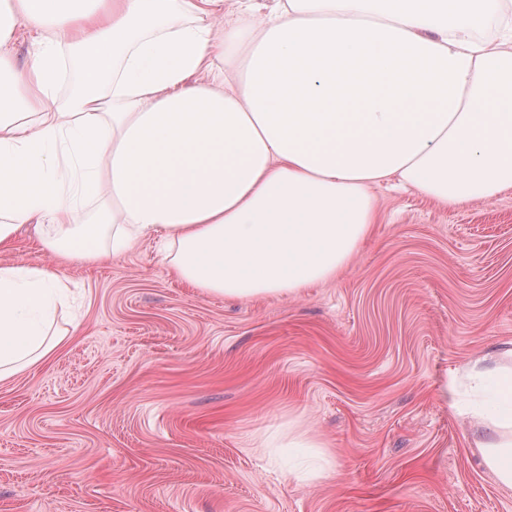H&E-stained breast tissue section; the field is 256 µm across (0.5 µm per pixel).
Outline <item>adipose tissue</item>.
<instances>
[{"label":"adipose tissue","instance_id":"1","mask_svg":"<svg viewBox=\"0 0 512 512\" xmlns=\"http://www.w3.org/2000/svg\"><path fill=\"white\" fill-rule=\"evenodd\" d=\"M505 7L0 0V247L27 224L47 254L94 261L162 231L177 279L239 299L335 277L376 221L371 186L512 189V29L476 37ZM20 27L23 67L6 50ZM68 292L54 269L0 265V381L62 348ZM467 373L475 445L512 489V369Z\"/></svg>","mask_w":512,"mask_h":512}]
</instances>
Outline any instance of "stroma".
Wrapping results in <instances>:
<instances>
[{"label": "stroma", "instance_id": "stroma-1", "mask_svg": "<svg viewBox=\"0 0 512 512\" xmlns=\"http://www.w3.org/2000/svg\"><path fill=\"white\" fill-rule=\"evenodd\" d=\"M371 193L335 279L253 299L175 280L156 237L60 260L22 228L0 264L54 268L79 309L0 382V512H512L444 391L512 345V190ZM317 455L332 475L303 477Z\"/></svg>", "mask_w": 512, "mask_h": 512}]
</instances>
